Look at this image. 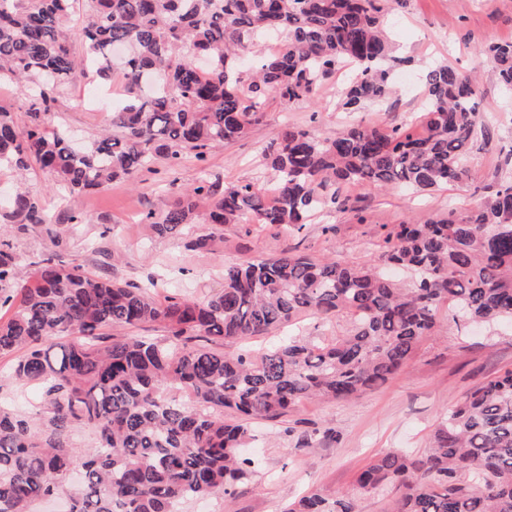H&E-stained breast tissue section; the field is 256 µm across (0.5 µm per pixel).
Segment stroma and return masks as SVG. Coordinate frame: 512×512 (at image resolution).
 Listing matches in <instances>:
<instances>
[{
    "label": "stroma",
    "instance_id": "35a3bbf8",
    "mask_svg": "<svg viewBox=\"0 0 512 512\" xmlns=\"http://www.w3.org/2000/svg\"><path fill=\"white\" fill-rule=\"evenodd\" d=\"M392 54L404 59L401 71L410 84L397 85L387 106H365L347 116L338 93L349 78L337 68L325 79L313 99L295 103L270 101L262 122L224 147L211 151L205 165L225 183H243L272 176L262 148L279 127L289 123L313 128L323 135L338 133L347 120L393 126L415 122L425 100L424 70L445 63L477 80L479 112L484 124L471 148L469 171L462 181L435 192L350 188L355 210H339L316 217L301 232L241 224L220 229L194 225L186 234H157L146 223L147 212H161L175 202L196 176L193 158L171 168L159 157L148 170L108 187L72 194L47 173L31 169L27 187L42 198L57 238L42 227L13 230L10 241L24 262L53 254L66 263L141 286H153L158 299L174 296L204 298L224 285V265L272 257L288 251L318 258L358 261L376 252L387 226L415 215H442L448 210L466 214L478 208L494 187L512 180V92L503 89L494 62L479 52L480 44L512 41V0H405L385 16ZM125 97L121 76L104 81L83 71L60 89L50 122L83 140L96 139L112 124L91 90ZM80 212L85 223L65 218ZM207 235V251H191L188 237ZM351 316L329 320L303 316L296 324L277 328L245 343L225 342L230 353H258L292 334L319 344L342 336ZM10 362L0 358V402L18 412L34 414L43 407L38 386H20L7 372ZM512 370V325L460 326L451 305H444L434 332L422 337L398 373L355 402L306 401L287 416L256 418L250 426L257 435L249 481L236 489L231 504L219 499L190 500L181 512H282L288 500L316 491L327 499L353 493L358 512H393L399 492L393 485L358 491L356 477L375 456L390 450L413 455L425 452L448 409L456 406L475 385Z\"/></svg>",
    "mask_w": 512,
    "mask_h": 512
}]
</instances>
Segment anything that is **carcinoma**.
<instances>
[{"instance_id": "carcinoma-1", "label": "carcinoma", "mask_w": 512, "mask_h": 512, "mask_svg": "<svg viewBox=\"0 0 512 512\" xmlns=\"http://www.w3.org/2000/svg\"><path fill=\"white\" fill-rule=\"evenodd\" d=\"M403 0H0V80L28 89L29 124L0 107V168L36 164L72 192L103 189L149 168L156 157L205 160L244 136L269 100L309 99L349 62L355 72L340 105L358 112L390 95L392 58L385 12ZM83 22L77 60L65 27ZM278 53L241 70L239 52L265 33ZM481 51L512 88V42ZM108 80L119 71L128 99L112 132L83 149L67 131L46 130L56 94L79 66ZM427 106L418 125H352L334 136L280 129L263 147L274 171L223 184L205 168L166 211L147 218L160 234L190 224H270L300 231L330 207H348L344 188L436 191L462 180L480 120L476 85L445 64L423 74ZM48 224L43 200L17 192L0 215ZM383 250L347 262L291 252L224 265V287L205 299L159 302L144 289L48 255L23 271L0 241V357L10 379L43 390L34 416L0 404V512H29L38 500L72 496L70 512H179L191 498L222 499L250 476L252 434L242 418H276L304 400L349 402L386 383L430 334L441 303L461 320L512 321V180L465 215L393 225ZM408 269L401 282L389 269ZM354 315L327 343L294 338L255 358L226 354L298 315ZM158 324L166 336L110 330ZM192 396L187 404L177 394ZM89 430L78 455L70 437ZM391 481L396 512H512V371L473 388L448 412L429 453L380 454L358 476L369 491ZM284 512H357L352 498L317 492Z\"/></svg>"}]
</instances>
